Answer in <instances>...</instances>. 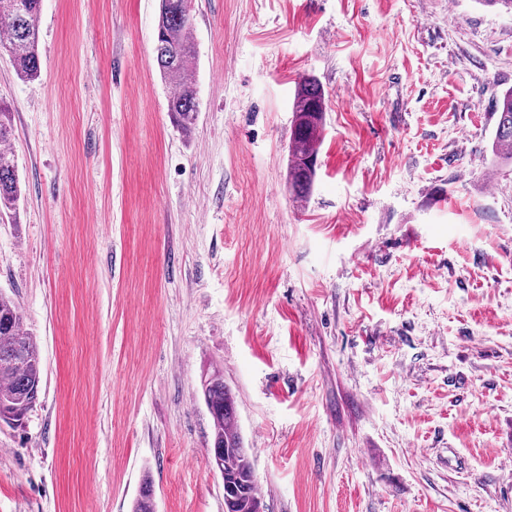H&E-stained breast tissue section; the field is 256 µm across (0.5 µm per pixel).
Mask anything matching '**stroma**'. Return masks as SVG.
I'll return each mask as SVG.
<instances>
[{
	"label": "stroma",
	"mask_w": 512,
	"mask_h": 512,
	"mask_svg": "<svg viewBox=\"0 0 512 512\" xmlns=\"http://www.w3.org/2000/svg\"><path fill=\"white\" fill-rule=\"evenodd\" d=\"M159 0H42L39 77L0 54L23 195L0 292L42 358L0 425V512H224L220 370L264 512H512V16L477 0H192L199 112ZM323 85L310 195L293 99ZM190 0H160L155 44L162 78L174 88L167 112L182 133L190 134L198 112L196 81L190 63L196 57ZM293 113L288 191L294 199L303 200L310 193L316 177L325 119V94L316 78L302 77L298 82ZM497 126L493 142V155L498 163H512V89L497 100Z\"/></svg>",
	"instance_id": "35a3bbf8"
}]
</instances>
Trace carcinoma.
Returning <instances> with one entry per match:
<instances>
[{"instance_id":"1","label":"carcinoma","mask_w":512,"mask_h":512,"mask_svg":"<svg viewBox=\"0 0 512 512\" xmlns=\"http://www.w3.org/2000/svg\"><path fill=\"white\" fill-rule=\"evenodd\" d=\"M41 0H0V48L9 52L17 75L34 79L39 66ZM162 78L174 88L167 112L182 133L192 132L198 112L196 81L190 63L196 57L191 0H160L155 44ZM493 155L512 163V89L497 100ZM294 120L289 144L288 191L296 200L311 191L317 168L325 119V94L312 76L303 77L293 103ZM13 134L11 113L0 101V144ZM22 191L15 155L0 149V217L16 218ZM25 317L17 303L0 293V422L22 425L42 388V363L36 340L24 329ZM202 396L213 422L208 458L223 464L224 505L228 512H260L263 508L251 449L238 430L235 402L215 371L201 382ZM152 481L145 478L131 512H156Z\"/></svg>"}]
</instances>
